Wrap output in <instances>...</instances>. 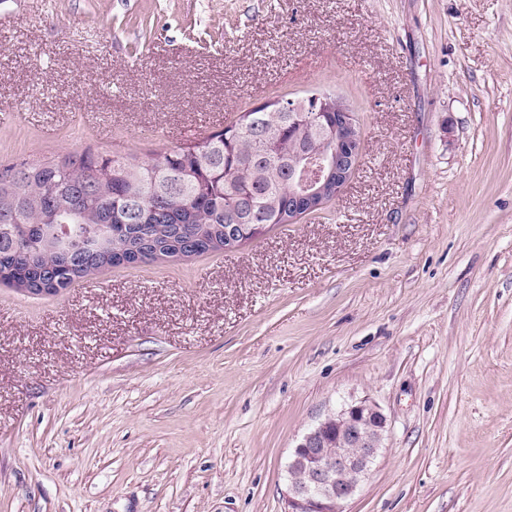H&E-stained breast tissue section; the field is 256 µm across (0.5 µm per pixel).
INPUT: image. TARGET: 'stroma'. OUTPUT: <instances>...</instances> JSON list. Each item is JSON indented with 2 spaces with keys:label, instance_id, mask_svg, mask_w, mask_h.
<instances>
[{
  "label": "stroma",
  "instance_id": "obj_1",
  "mask_svg": "<svg viewBox=\"0 0 512 512\" xmlns=\"http://www.w3.org/2000/svg\"><path fill=\"white\" fill-rule=\"evenodd\" d=\"M328 89L343 194L234 250L0 283V512H284L369 399L346 512H512V0H0V164L146 159ZM386 429L382 410L363 399L307 432L288 462L285 512H345L382 447Z\"/></svg>",
  "mask_w": 512,
  "mask_h": 512
}]
</instances>
